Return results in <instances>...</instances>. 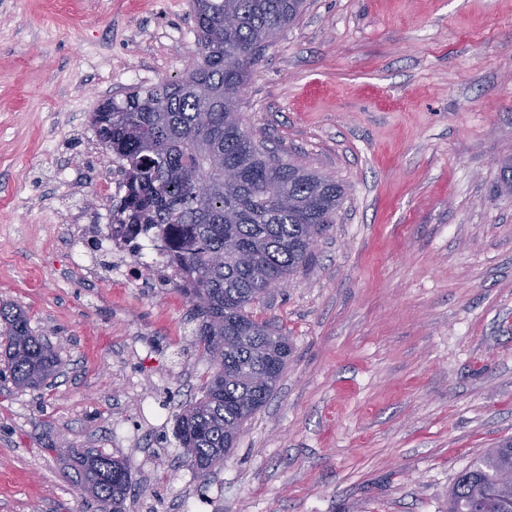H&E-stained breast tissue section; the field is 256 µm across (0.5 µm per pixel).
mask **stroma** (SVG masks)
Returning a JSON list of instances; mask_svg holds the SVG:
<instances>
[{
  "instance_id": "1",
  "label": "stroma",
  "mask_w": 512,
  "mask_h": 512,
  "mask_svg": "<svg viewBox=\"0 0 512 512\" xmlns=\"http://www.w3.org/2000/svg\"><path fill=\"white\" fill-rule=\"evenodd\" d=\"M195 43L192 0H0V301L61 360L38 390L0 378V512H95L57 441L127 459L126 512H448L512 439V0H306L261 54L246 128L346 198L253 306L293 352L204 482L173 437L212 372L189 302L61 243L120 205L93 112Z\"/></svg>"
}]
</instances>
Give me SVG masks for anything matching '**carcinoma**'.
Here are the masks:
<instances>
[{"instance_id":"1","label":"carcinoma","mask_w":512,"mask_h":512,"mask_svg":"<svg viewBox=\"0 0 512 512\" xmlns=\"http://www.w3.org/2000/svg\"><path fill=\"white\" fill-rule=\"evenodd\" d=\"M303 0H193L198 67L148 90L133 87L93 113L101 144L123 162L127 186L111 234L174 232L169 265L202 318L198 344L214 366L201 396L178 416L175 437L188 467L206 479L224 463L243 424L271 397L291 345L251 312L268 284L282 285L312 259L311 241L334 223L345 198L338 181L290 163L254 140L239 116L238 90L257 53L301 13ZM232 170L233 180L224 178ZM3 357L12 383L38 389L58 358L27 313L0 304ZM48 451L74 471L96 512H123L126 461L100 451ZM512 441L489 449L456 478L448 512H512Z\"/></svg>"}]
</instances>
